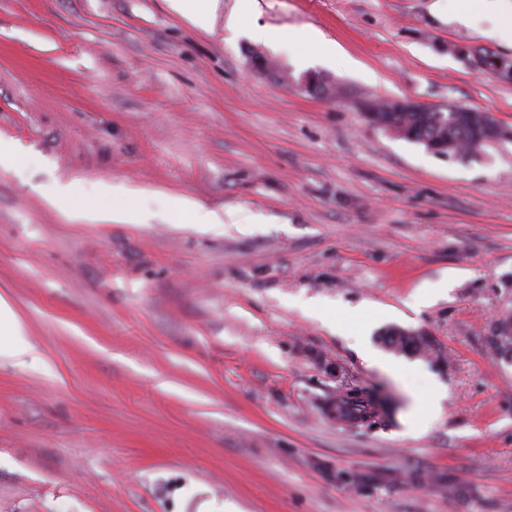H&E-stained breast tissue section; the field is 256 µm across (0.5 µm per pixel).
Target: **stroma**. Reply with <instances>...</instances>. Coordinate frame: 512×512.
Returning <instances> with one entry per match:
<instances>
[{"mask_svg": "<svg viewBox=\"0 0 512 512\" xmlns=\"http://www.w3.org/2000/svg\"><path fill=\"white\" fill-rule=\"evenodd\" d=\"M432 3L214 0L200 28L188 2L0 0V140L26 156L0 167V294L34 348L0 359V512H512V363L486 346L512 140L438 155L361 115L410 98L512 128V84L448 46L512 47ZM240 10L273 42L234 35ZM254 52L335 99L251 74ZM71 181L83 205L136 189L135 223L46 200ZM176 197L236 221L194 224ZM436 383L442 410L416 415ZM352 391L373 425L337 419Z\"/></svg>", "mask_w": 512, "mask_h": 512, "instance_id": "stroma-1", "label": "stroma"}]
</instances>
